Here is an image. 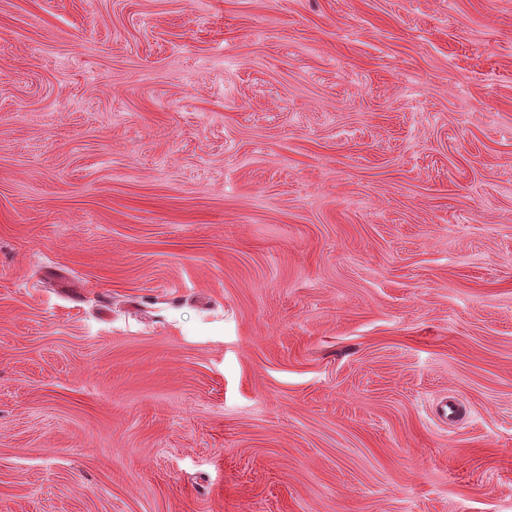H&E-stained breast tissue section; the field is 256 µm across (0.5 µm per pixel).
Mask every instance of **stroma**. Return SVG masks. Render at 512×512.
<instances>
[{
	"mask_svg": "<svg viewBox=\"0 0 512 512\" xmlns=\"http://www.w3.org/2000/svg\"><path fill=\"white\" fill-rule=\"evenodd\" d=\"M0 512H512V0H0Z\"/></svg>",
	"mask_w": 512,
	"mask_h": 512,
	"instance_id": "1",
	"label": "stroma"
}]
</instances>
